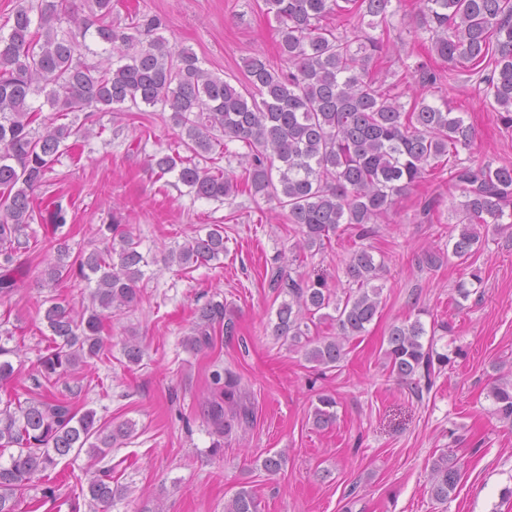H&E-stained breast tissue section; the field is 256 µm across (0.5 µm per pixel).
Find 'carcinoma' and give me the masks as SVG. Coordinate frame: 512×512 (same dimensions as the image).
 <instances>
[{
  "instance_id": "carcinoma-1",
  "label": "carcinoma",
  "mask_w": 512,
  "mask_h": 512,
  "mask_svg": "<svg viewBox=\"0 0 512 512\" xmlns=\"http://www.w3.org/2000/svg\"><path fill=\"white\" fill-rule=\"evenodd\" d=\"M418 2L423 30L431 33L432 51L442 62L474 71L492 61L482 93L512 127V0ZM263 3L277 23L288 68L276 69L256 54L248 58L246 81L238 89L203 68L190 49L154 35L160 26L155 16L136 12L125 30L112 24L113 0H92L88 15L75 0H14L10 31L0 33V293L16 287L17 259L30 249L27 229L36 220L51 226L56 250L40 271L42 281L52 286L70 279L95 287L90 304L80 311L54 296L44 300L51 344L39 358L35 385L42 392L23 402L9 399L0 407V512H18L26 490L64 457L84 452L99 462L134 433L133 423H102L94 412L80 414L71 401L51 391L53 381L105 355L104 320L112 310L137 301V284L149 265L139 242L115 216L98 229L102 247L73 256L62 233L67 208L56 199L35 210L31 194L46 182L60 147L89 134L87 128L62 122L69 113L121 111L128 103L169 108L178 144L155 152L151 165L162 176H175L197 199L222 201L243 183L276 200L286 223L297 225L301 236L290 265L305 251L323 248L341 224L360 241L370 238L395 198L428 170L445 164L452 187L461 193L462 215L459 226L448 232V244L459 264L471 268L470 282L455 288L459 298L468 299L470 286L482 283L481 269L471 259L482 249L485 233L512 230V162L478 168L464 164L459 150L470 148L475 138L464 113L446 100L436 105L423 96L407 107L369 78L367 64L386 48L371 30L388 24L391 0ZM332 15L351 27L340 32L328 26L325 20ZM89 35L104 53L92 64L83 59ZM401 67L423 86L437 81L420 65L403 62ZM39 96L44 102L37 105ZM46 105L48 115L43 114ZM234 141L246 148L233 154L244 176L200 166L217 146L226 149ZM181 147L187 154L180 153ZM223 254L224 226L212 224L205 234L170 250L169 259L180 265L207 264ZM274 263L273 282L287 299L276 310L273 335L303 344L306 360L319 367H338L346 355L344 342L362 335L379 313L382 287L374 281L384 264L364 246L353 250L345 275L356 290L342 299L322 279L294 278L279 259ZM329 308L334 314L327 313ZM315 317L335 322L336 335L308 337ZM217 325L233 335L235 324L224 320V302L211 299L199 309L185 345L196 351L210 347ZM439 330L447 333L450 325L427 329L417 317L388 331L384 356L390 373L418 398L433 387L435 367L448 365V354L436 349ZM18 353V347L0 342V382L13 378L11 357ZM487 397L492 414L512 426V380L494 378ZM336 405L333 396H318L313 425L332 424ZM204 411L217 448L253 418L240 380L230 372L212 374ZM14 447L17 452L6 453ZM461 480L451 454L435 460L430 482L437 501H448ZM120 494L121 488L112 487V469L92 473L89 502L108 506ZM224 512H259V503L243 488L224 504Z\"/></svg>"
}]
</instances>
